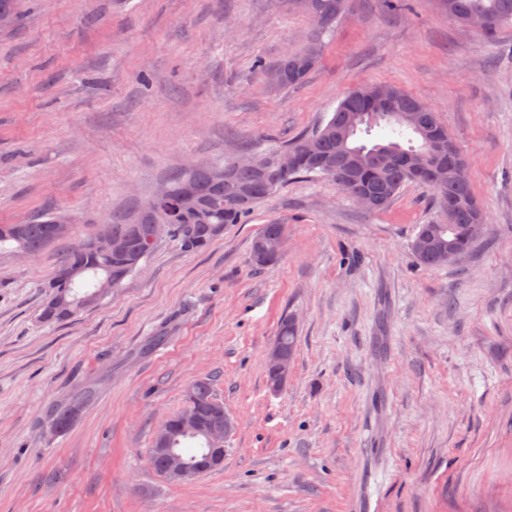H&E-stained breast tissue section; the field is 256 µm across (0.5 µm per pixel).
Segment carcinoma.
<instances>
[{
	"mask_svg": "<svg viewBox=\"0 0 512 512\" xmlns=\"http://www.w3.org/2000/svg\"><path fill=\"white\" fill-rule=\"evenodd\" d=\"M449 3L448 18L459 23L470 15L488 19L490 29L484 35L495 34L512 26V0H445ZM309 15L312 30L303 45L284 54L272 64L257 62L259 77L271 67L281 72L279 89L303 83L316 68L324 47L322 37L336 27L349 10L350 0H296ZM384 125L391 127L392 138L368 145L359 140ZM280 152L295 159L292 169L281 172L273 162ZM258 159H268L262 167H248L236 163L233 156L224 161L199 164L184 168L166 180L170 188V208L178 205L183 185L193 182L198 194V206L182 208L174 215H149V204H144L132 218L111 223L112 235L130 240V253L137 258L128 263L93 245L90 237L71 247L60 259L58 269L75 271L67 280H52L53 295L42 304V322H63L81 310L100 303L121 287L141 260L154 247L145 246L149 224L169 225L167 238L177 242L188 252L204 249L229 224H242L255 205L286 186L298 175L317 174L336 180V173L348 170L354 179V188L379 200L374 210L387 208L400 189L409 183L429 189L433 195L434 218L420 226L419 233L429 232L447 249L459 253L471 252L477 238L471 233L474 224L486 223L468 175L448 129L437 114L423 102L392 85H367L345 96L326 124L313 127L285 144L257 153ZM64 223L62 217L47 214L43 220L29 224H0V245H12L14 251L38 255L49 244L61 240L54 234V225ZM285 224H265L253 238L251 251L259 267H267L277 257L261 254V243L270 238H283ZM417 262L425 267L447 264L435 248L414 252ZM275 341L285 350L295 352L298 336L296 323L284 318ZM216 398L211 382L194 381L186 391L189 409L198 403L206 404ZM84 397H73L56 408L53 430L66 431L73 421ZM181 414L168 418L162 427L170 435V447L183 460L192 464L202 459L207 447L204 437L185 434L180 430Z\"/></svg>",
	"mask_w": 512,
	"mask_h": 512,
	"instance_id": "obj_1",
	"label": "carcinoma"
}]
</instances>
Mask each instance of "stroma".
<instances>
[{
  "label": "stroma",
  "instance_id": "35a3bbf8",
  "mask_svg": "<svg viewBox=\"0 0 512 512\" xmlns=\"http://www.w3.org/2000/svg\"><path fill=\"white\" fill-rule=\"evenodd\" d=\"M407 2L351 0L279 91L256 61L311 28L286 0H25L0 34V224L55 212L69 236L31 259L0 248V512H512V27L489 40L443 0ZM371 84L447 125L487 217L465 261L416 262L427 188L371 212L300 178L205 250L161 241L101 304L40 321L60 256L185 163L278 145ZM272 223L287 235L260 269ZM287 315L299 339L275 392ZM201 378L235 429L221 468L172 484L149 450ZM287 232V225L284 224H265L261 227V229L256 233L253 238L251 251L254 262L259 267H267L273 265L277 259L278 255H262L261 254V243L270 238H282ZM283 240H270L264 243L263 251L265 254H276L280 253V250L283 245ZM274 342L281 344L284 349L290 354L285 353L281 346L273 343L267 354V360L273 365L274 374L271 378V365L267 362V374L268 380L270 381V387L273 391H278L280 386L288 377V373L291 367V359L293 358L297 342V327L296 323L291 317H285L278 328L277 335L275 336ZM271 378V380H270ZM85 398L86 396L73 397L57 406L52 424L55 433H62L69 428Z\"/></svg>",
  "mask_w": 512,
  "mask_h": 512
}]
</instances>
